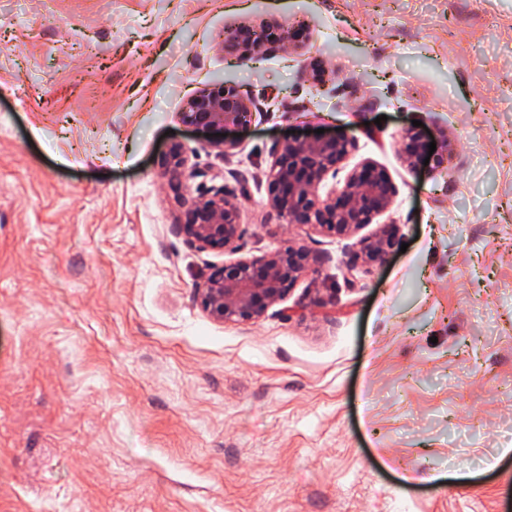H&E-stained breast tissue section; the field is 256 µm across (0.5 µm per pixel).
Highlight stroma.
Instances as JSON below:
<instances>
[{
  "instance_id": "stroma-1",
  "label": "stroma",
  "mask_w": 512,
  "mask_h": 512,
  "mask_svg": "<svg viewBox=\"0 0 512 512\" xmlns=\"http://www.w3.org/2000/svg\"><path fill=\"white\" fill-rule=\"evenodd\" d=\"M242 23L303 44L225 58ZM218 84L252 102L228 156L181 119ZM320 128L336 184L394 185L359 235L269 205ZM174 141L241 256L321 259L257 320L195 303L228 256L173 229ZM383 224L407 249L365 264ZM0 512H512V0H0ZM426 144L424 134L419 128H410L403 139L402 155L405 161L415 166L419 163L425 151Z\"/></svg>"
}]
</instances>
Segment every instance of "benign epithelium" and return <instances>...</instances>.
Returning a JSON list of instances; mask_svg holds the SVG:
<instances>
[{"label": "benign epithelium", "mask_w": 512, "mask_h": 512, "mask_svg": "<svg viewBox=\"0 0 512 512\" xmlns=\"http://www.w3.org/2000/svg\"><path fill=\"white\" fill-rule=\"evenodd\" d=\"M297 36L276 24L260 28L239 25L225 35L224 55L257 57ZM250 110L247 96L234 87L219 85L192 97L181 115L184 123L210 131L247 122ZM350 147L344 136L294 139L280 145L268 172L269 205L284 223L350 236L390 209L394 187L385 172L369 162L352 169L343 186L333 185L325 194L319 193L327 177L336 176ZM425 148L421 129H409L402 143L405 161L417 165ZM160 169L182 208L174 225L176 233L202 252H239L243 235L240 208L224 187L189 195V159L179 143L170 145ZM397 232V225L384 224L375 236L361 239L363 261L369 265L384 261L397 243ZM317 263L318 258L305 246L288 244L259 256L211 265L195 285V300L214 321H251L283 301L299 279L317 273Z\"/></svg>", "instance_id": "obj_1"}]
</instances>
